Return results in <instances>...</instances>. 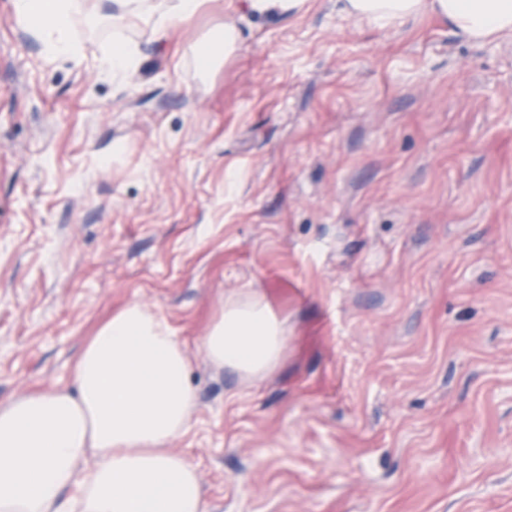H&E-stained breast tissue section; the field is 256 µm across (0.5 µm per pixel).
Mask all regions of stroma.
<instances>
[{"mask_svg":"<svg viewBox=\"0 0 512 512\" xmlns=\"http://www.w3.org/2000/svg\"><path fill=\"white\" fill-rule=\"evenodd\" d=\"M112 34L94 17L50 59L0 0V407L73 389L138 303L191 361L167 447L204 512H512V36L200 0L125 31L119 85ZM252 296L286 328L259 378L203 347ZM239 39L240 35L234 28L225 27L224 40L221 36L213 44L200 47L195 58L197 67L201 71L210 68L216 60L218 50L223 49V45L224 60L227 59L236 50Z\"/></svg>","mask_w":512,"mask_h":512,"instance_id":"35a3bbf8","label":"stroma"}]
</instances>
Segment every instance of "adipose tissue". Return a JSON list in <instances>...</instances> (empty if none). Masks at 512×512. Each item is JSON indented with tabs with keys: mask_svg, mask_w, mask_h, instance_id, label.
<instances>
[{
	"mask_svg": "<svg viewBox=\"0 0 512 512\" xmlns=\"http://www.w3.org/2000/svg\"><path fill=\"white\" fill-rule=\"evenodd\" d=\"M372 24L430 13L474 43L512 34V0H341ZM198 0H15L16 21L47 56L79 59L71 30L90 13L116 37L101 58L122 83L139 52L133 21L163 31ZM285 328L264 300L225 302L204 339L208 357L247 377L273 370ZM74 391L30 394L0 407V512H203L194 464L169 452L194 404L189 360L168 324L139 304L113 315L81 352Z\"/></svg>",
	"mask_w": 512,
	"mask_h": 512,
	"instance_id": "ef3b65f1",
	"label": "adipose tissue"
}]
</instances>
